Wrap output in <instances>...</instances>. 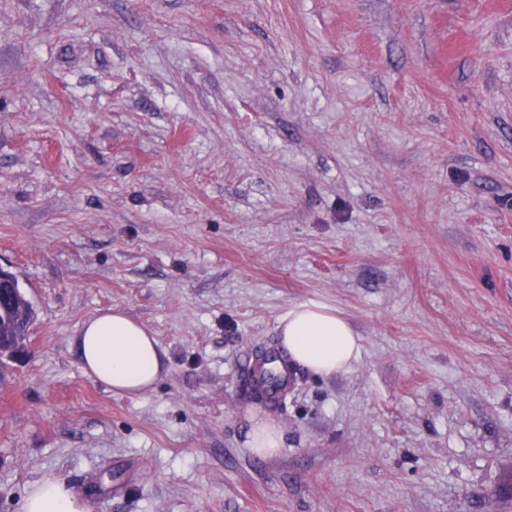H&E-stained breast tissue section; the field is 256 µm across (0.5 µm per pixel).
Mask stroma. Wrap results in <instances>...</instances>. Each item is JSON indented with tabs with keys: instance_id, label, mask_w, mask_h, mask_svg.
I'll list each match as a JSON object with an SVG mask.
<instances>
[{
	"instance_id": "stroma-1",
	"label": "stroma",
	"mask_w": 512,
	"mask_h": 512,
	"mask_svg": "<svg viewBox=\"0 0 512 512\" xmlns=\"http://www.w3.org/2000/svg\"><path fill=\"white\" fill-rule=\"evenodd\" d=\"M0 512H490L512 471V0H0ZM316 302L361 353L246 390ZM120 308L168 370L86 376ZM284 431L246 445L250 414ZM16 275L0 266V346L6 350L24 345L27 328L33 317V308L20 288L5 305L2 301L17 285ZM295 382L296 374L278 348L267 351L260 361L251 362L244 377V385L249 390L258 389L269 404L277 406ZM246 444L254 455L262 458L275 456L283 446L284 433L273 419H254L247 432ZM21 512H90L89 502L57 477H43L29 485Z\"/></svg>"
}]
</instances>
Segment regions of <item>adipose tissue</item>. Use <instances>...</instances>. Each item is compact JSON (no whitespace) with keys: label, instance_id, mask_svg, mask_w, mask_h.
Segmentation results:
<instances>
[{"label":"adipose tissue","instance_id":"1","mask_svg":"<svg viewBox=\"0 0 512 512\" xmlns=\"http://www.w3.org/2000/svg\"><path fill=\"white\" fill-rule=\"evenodd\" d=\"M278 331L292 362L316 375L342 372L360 356L359 338L348 321L317 303L295 304L279 319ZM77 346L85 374L116 394L147 390L167 369L155 336L118 308L85 322ZM21 512H90V505L65 481L44 477L29 485Z\"/></svg>","mask_w":512,"mask_h":512}]
</instances>
